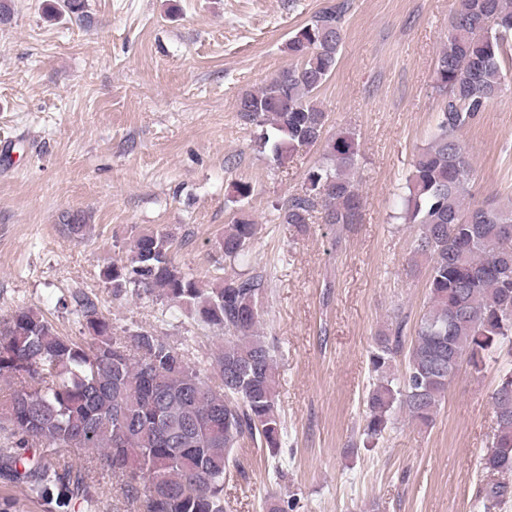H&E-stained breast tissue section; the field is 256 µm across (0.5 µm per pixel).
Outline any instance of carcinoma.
<instances>
[{
    "label": "carcinoma",
    "mask_w": 512,
    "mask_h": 512,
    "mask_svg": "<svg viewBox=\"0 0 512 512\" xmlns=\"http://www.w3.org/2000/svg\"><path fill=\"white\" fill-rule=\"evenodd\" d=\"M84 0H60L58 14L84 22ZM347 4L316 13L288 39L298 63L241 95L240 119L261 128L257 146L276 165L288 152L325 142L322 161L302 191L276 206L275 220L302 227L359 223L363 200L355 180V134L324 137L327 113L316 95L331 76L343 43ZM512 37V0H457L439 52L435 80L447 93L426 147L406 178L400 219L417 227L414 257L427 263L428 302L407 335L408 315L395 308L369 363L376 384L366 400L363 433L377 439L399 410L429 426L458 370L452 355L480 373L512 357V204L472 200L475 172L458 132L512 84L502 65ZM252 186L238 183L230 202L238 217L224 230V259L244 260L256 224L244 209ZM171 236L139 235L129 257L103 277L119 296L153 295L172 312L188 311L224 331L209 367L192 365L164 337L135 331L112 336V322L87 296L76 315L87 338L60 335L31 306L0 318V475L26 487L47 512L79 501L97 512L99 497L69 461L97 452L101 470L121 478L143 512H224L231 452L246 438L277 456L282 421L276 410L277 364L260 330L264 277L226 275L203 287L170 256ZM408 357L398 380L397 357ZM497 429L482 468L500 480L481 486L478 512H496L512 497V368L499 370L491 396Z\"/></svg>",
    "instance_id": "carcinoma-1"
}]
</instances>
